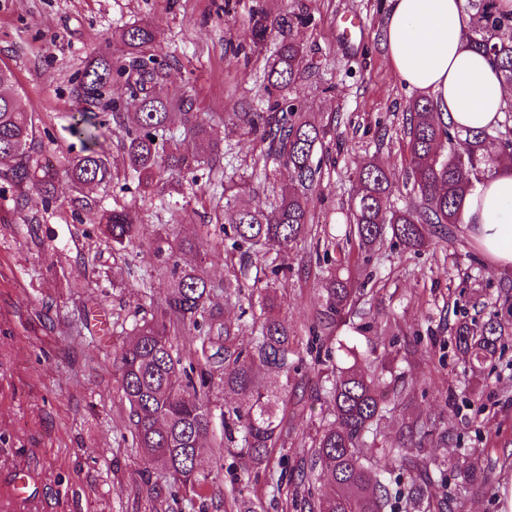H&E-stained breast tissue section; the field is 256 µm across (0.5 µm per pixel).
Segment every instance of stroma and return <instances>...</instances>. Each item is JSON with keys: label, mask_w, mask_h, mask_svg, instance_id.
<instances>
[{"label": "stroma", "mask_w": 512, "mask_h": 512, "mask_svg": "<svg viewBox=\"0 0 512 512\" xmlns=\"http://www.w3.org/2000/svg\"><path fill=\"white\" fill-rule=\"evenodd\" d=\"M303 11L311 21L299 30L311 73L296 93L302 110L333 124L325 147L335 160L312 197L323 235L348 223L353 174L365 161L402 176L408 166L403 112L414 90L402 85L389 63L383 27L388 0H0V65L15 74L28 111L47 130L36 158H62L70 150L65 129L81 104L73 94L88 60L116 51L115 30L148 23L156 40L147 51L159 72L163 95L192 100L204 120L221 124L225 113L249 112L265 97L267 58L278 45L270 37L254 45L249 18L255 10ZM357 17L355 31L343 19ZM114 177L107 186L76 188L59 179L48 208H34L0 223V512H245L257 501L262 512H307L294 483L272 484L271 475L294 470L312 445L316 429L332 420L318 394L336 365L315 362L304 346L321 289L302 268L313 253L299 244L288 258L277 295L288 325L301 340L297 371L285 378L265 373L272 389L299 386L304 405L289 407L283 443L267 468L249 470L238 448L214 436L200 460L209 476L206 500H192L161 469L146 468L128 430L129 406L118 389L112 354L126 342L144 312L156 310L170 277L158 273L149 249L121 253L103 238L101 209L120 204L136 217L142 238L179 246L200 224L224 216L221 188L188 184L166 192L167 208L139 187L123 166L122 133H107ZM227 172L240 175L239 205L271 207L288 183L285 168L253 177L260 154L253 136L237 132L225 144ZM186 264H202L216 285L240 268L270 265L252 252L225 264L222 248L208 259L184 251ZM372 289L358 302L368 320L391 323L393 367L414 391L381 421L378 440L394 443L398 432L421 416L432 417L419 459L441 464L445 481L430 496L448 501L449 512H507L512 495V293L503 290L512 270L493 268L459 225L453 243L415 253L385 250L372 259ZM150 287H143V278ZM261 296L218 298L220 319L239 323L236 346L251 350V310ZM496 318L505 329L502 351L492 361L469 362L453 345L458 320L479 325ZM481 451L489 481L478 490L456 491L463 453ZM25 474L23 499L11 482ZM161 490L150 499L147 487Z\"/></svg>", "instance_id": "35a3bbf8"}]
</instances>
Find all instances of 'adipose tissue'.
Returning a JSON list of instances; mask_svg holds the SVG:
<instances>
[{"instance_id":"adipose-tissue-1","label":"adipose tissue","mask_w":512,"mask_h":512,"mask_svg":"<svg viewBox=\"0 0 512 512\" xmlns=\"http://www.w3.org/2000/svg\"><path fill=\"white\" fill-rule=\"evenodd\" d=\"M462 0H389L384 40L389 60L409 87L431 92L440 117L461 129L497 127L512 108L487 57L462 37ZM463 219L486 257L512 267V163H495L464 204Z\"/></svg>"}]
</instances>
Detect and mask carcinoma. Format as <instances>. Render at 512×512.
Segmentation results:
<instances>
[{
  "label": "carcinoma",
  "mask_w": 512,
  "mask_h": 512,
  "mask_svg": "<svg viewBox=\"0 0 512 512\" xmlns=\"http://www.w3.org/2000/svg\"><path fill=\"white\" fill-rule=\"evenodd\" d=\"M469 15L467 41L494 65L501 82L512 88V39L498 38L504 29L512 30V11L500 8L498 0H466ZM254 43H264L272 32L282 35L275 54L267 62L264 80L267 108L259 112H229L224 125L242 129L263 145V163L270 161L288 169V186L271 210L261 206L238 207L224 204V224L220 225L224 255L242 256L260 247L275 251L284 259L298 242L315 241L314 278L321 283L322 309L309 328L311 345H324L339 329L349 325L356 295H364L371 275L355 283L349 270L345 247L357 245L368 253L389 242L391 247L419 252L433 239L450 238L449 226L463 223V202L493 165L487 144L489 130H461L439 116L438 103L431 96H418L405 108L404 129L410 159L404 185L419 197L420 203L394 207L390 198L395 187L393 176L372 162L355 172L350 202V221L327 243L320 240L309 196L324 179V156H316L331 129L310 120L291 96L300 72L307 68V50L293 31L308 23V15L283 11L269 17L260 11L252 17ZM121 51L138 59L136 76L107 52L90 58L75 87V96L85 108L70 116L66 127L79 149L64 167L31 164V150L38 145L40 118L22 104L13 71L0 66V180L9 184L12 195L0 189V212L7 214L33 207L25 190L36 191L42 203H49L55 182L66 177L73 185H108L112 164L104 148L107 127L100 109L112 106L111 117L121 128L124 165L131 175L150 187L153 181L188 179L195 183L205 171L214 182V169L223 166L224 137L218 129L192 111L188 100L176 102L154 91L158 71L143 50L155 40L147 24L132 25L113 34ZM127 77L129 99L122 106L106 98L114 77ZM181 117L186 132L201 140L207 155L188 157L181 153L172 131V120ZM512 109L495 128L504 153L512 151ZM103 234L114 250L149 246L171 277L170 292L160 312L142 317L131 330V339L115 352L112 368L119 388L129 404L130 432L135 447L150 467L166 470L173 480L193 496L204 498L208 475L197 470V460L206 451L212 432L209 408L211 372L198 378L180 374V359L171 333L194 332L202 345L216 348L208 356L223 370L222 388L226 394H246L248 402L224 411V431L238 434L240 448L249 466L268 463L269 450L283 439L282 423L275 412L284 405L288 388L268 389L257 377L255 364L290 378L296 367L291 360L295 334L281 314L277 284L284 264H275L249 277L246 270L224 280V295H241L245 288L260 290L262 304L257 325V341L247 353L232 349L234 326L221 322L215 313V285L200 266H182L177 252L161 238L147 244L139 236L138 225L126 207L104 209L100 215ZM351 326V325H349ZM361 336L384 339L377 322L351 326ZM504 336L501 324L491 318L476 327L461 322L454 331L455 346L471 359L482 363L492 358ZM352 365L340 370L323 388L334 412V419L320 427L313 437L311 456L298 466L299 484L312 480L317 468L330 477V490L304 501L309 512H399L402 504L426 505V512L441 509L442 503L425 500L435 473L425 471L420 483L392 486L372 476L369 463L359 448L377 447L378 426L398 398L397 390L406 385L385 360L373 367L363 366L357 346L339 343ZM425 422L418 420L401 433L399 441L382 453L396 461L413 449V440L424 433ZM462 485L480 489L487 483L485 469L470 462L458 472Z\"/></svg>",
  "instance_id": "carcinoma-1"
}]
</instances>
